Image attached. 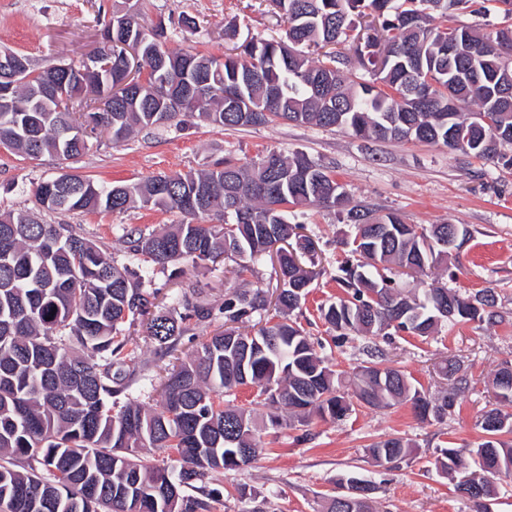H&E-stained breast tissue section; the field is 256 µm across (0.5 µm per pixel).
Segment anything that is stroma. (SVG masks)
Wrapping results in <instances>:
<instances>
[{"instance_id":"1","label":"stroma","mask_w":512,"mask_h":512,"mask_svg":"<svg viewBox=\"0 0 512 512\" xmlns=\"http://www.w3.org/2000/svg\"><path fill=\"white\" fill-rule=\"evenodd\" d=\"M113 0H0V46L27 55L34 68L79 63L102 42L98 16L111 15ZM144 24L163 25L169 50L223 54L230 42L266 38L280 28L273 0H143ZM182 17L195 28L179 26ZM235 22L234 40L224 27ZM270 150L301 152L324 165L346 189L352 204L382 216L396 213L408 224H462L471 238L449 285L473 293L493 289L497 304L492 321L441 328L428 340L400 334L383 350L390 364L402 367L427 397L456 394L454 409L440 421H420L411 404L389 409L359 408L341 421L313 420L308 432L266 429L258 460L238 471L215 476L210 512H325L329 495L342 479L355 475L373 487L377 512H476L472 501L456 491L454 481L436 464L441 447L475 445L483 436L480 420L495 407L493 373L512 362V166L448 152L446 147L416 141L365 140L350 133L279 121L226 129L195 114L181 116L165 129L135 133L115 144L102 141L75 160L48 156L26 159L0 152V212L33 208V188L40 180L74 170L98 182L137 181L159 174L203 169L230 159L244 162ZM175 212L131 208L118 213L59 212L51 224L79 225L115 264L131 269L139 261L128 254L125 228H157L179 221ZM326 269L305 302L294 312L312 341L340 370L353 374L363 365V340L355 337L335 346L321 319L320 305L341 296L334 275L346 254L339 244L345 229L338 212L307 210L303 217ZM229 282L223 265L193 269L173 265L156 271V305L171 293L202 291L205 302L224 304ZM218 322L182 336L172 357L159 356L143 329L139 344L138 381L131 398L147 400L149 381L170 358L188 359ZM456 367L464 383L451 389L444 365ZM391 435L410 439L411 464L385 469L367 460L366 447Z\"/></svg>"}]
</instances>
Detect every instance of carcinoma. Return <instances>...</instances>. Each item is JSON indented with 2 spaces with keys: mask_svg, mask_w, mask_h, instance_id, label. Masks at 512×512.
Returning a JSON list of instances; mask_svg holds the SVG:
<instances>
[{
  "mask_svg": "<svg viewBox=\"0 0 512 512\" xmlns=\"http://www.w3.org/2000/svg\"><path fill=\"white\" fill-rule=\"evenodd\" d=\"M287 22L280 38L251 39L224 55L171 52L163 26L146 28L125 0H114L109 23L141 39L139 95L123 87V47L108 35L98 53L110 67L81 74L50 65L25 74L12 88L13 105L0 109V143L36 159L71 160L104 133L118 142L135 131L161 127L183 112L236 128L275 121L338 128L374 140H414L487 161L512 150V96L497 89L512 72L499 35L512 33V0H275ZM491 9L502 28L480 34L454 13ZM359 44L356 58L369 78L349 72L330 47ZM329 48L322 58L310 51ZM238 100L227 108L224 94ZM489 117L485 123L479 116ZM201 185L212 192L193 209L185 199ZM37 211L0 213V512H203L207 504L187 490L226 470L253 463L261 431L254 412L224 404L242 386L257 388L271 408L272 427H307L315 418L341 420L356 407L411 403L416 415L444 418L454 398L427 397L405 370L387 364L378 339L407 333L424 340L438 326L494 317L490 290L461 293L427 283L428 271H447L471 233L452 224H407L388 213L348 206V195L323 165L303 153L269 151L255 161H224L213 168L103 184L62 174L34 189ZM135 205L177 212L182 219L158 230L124 233L130 254L143 258L139 280L114 264L71 224H46L40 212H121ZM346 212L350 226L340 245L366 259L337 267L344 295L320 307L340 347L352 335L367 339L368 360L350 377L322 357L290 313L306 300L321 271L313 240L288 208ZM213 216L216 224L201 219ZM295 240L277 249L276 314L254 284V263L267 229ZM233 285L213 311L195 289L175 294L153 312L155 270L186 262L205 268L217 259ZM421 276L416 288L401 276ZM224 316V331L201 343L160 385V409L117 397L133 381L138 344L126 334L146 325L157 350L203 321ZM263 318L254 333L247 324ZM496 399L512 404V363L493 375ZM490 438L473 448H442L443 474L464 465L485 475L484 487L512 481V413L494 407L480 422ZM180 464H159L152 451ZM368 459L395 469L413 457V445L389 436L366 448ZM327 512H374L371 495L351 507L329 499Z\"/></svg>",
  "mask_w": 512,
  "mask_h": 512,
  "instance_id": "1",
  "label": "carcinoma"
}]
</instances>
